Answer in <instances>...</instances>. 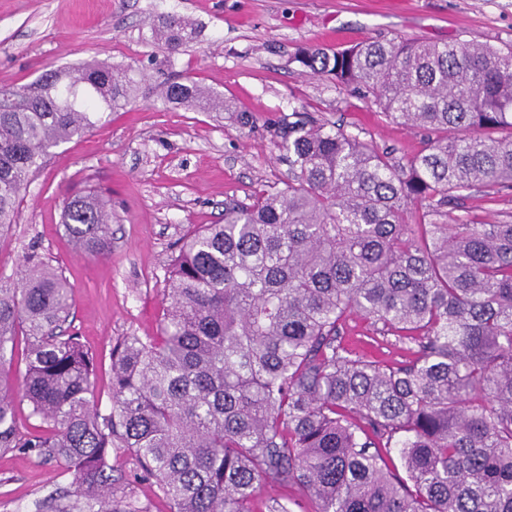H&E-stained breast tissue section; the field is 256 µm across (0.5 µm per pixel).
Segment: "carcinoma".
<instances>
[{
    "mask_svg": "<svg viewBox=\"0 0 512 512\" xmlns=\"http://www.w3.org/2000/svg\"><path fill=\"white\" fill-rule=\"evenodd\" d=\"M156 35L176 51L196 29L167 15ZM294 61L432 137L403 164L288 115L276 133L287 188L226 203L224 223L181 239L157 333L112 345L107 413L95 356L63 330L73 285L34 253L0 279V453L64 466L71 489L46 512H152L124 457L168 512H254L264 486L295 488L314 512H512V222L442 221L476 185L512 187V49L392 38L302 48ZM133 83L90 62L0 87L1 233L50 150L125 108ZM160 98L253 124L188 78ZM63 226L78 256L111 252L97 195L68 201ZM351 311L413 344L414 358L353 351L340 333ZM18 392L34 432L15 425ZM392 448L400 473L380 453Z\"/></svg>",
    "mask_w": 512,
    "mask_h": 512,
    "instance_id": "obj_1",
    "label": "carcinoma"
}]
</instances>
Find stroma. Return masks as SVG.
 Masks as SVG:
<instances>
[{"label":"stroma","mask_w":512,"mask_h":512,"mask_svg":"<svg viewBox=\"0 0 512 512\" xmlns=\"http://www.w3.org/2000/svg\"><path fill=\"white\" fill-rule=\"evenodd\" d=\"M175 14L198 36L177 52L153 41L150 24ZM452 40L512 47V0H0V87L34 82L47 69L97 60L131 70V103L84 138L53 148L0 235V277L26 254L48 259L73 285L70 330L97 360L96 400L112 404L110 350L117 337L155 333L175 243L224 221V203H252L286 188L290 168L275 148L292 112L341 125L398 160L418 153L426 131L393 122L360 94L303 74L298 47L374 38ZM187 77L254 119L243 130L215 113L165 104L159 87ZM97 191L112 210V252L75 255L62 224L68 198ZM452 224L512 221V189L479 186L447 207ZM342 333L359 353L389 364L408 343L353 313ZM69 476L53 459L0 454V512H37Z\"/></svg>","instance_id":"obj_1"}]
</instances>
